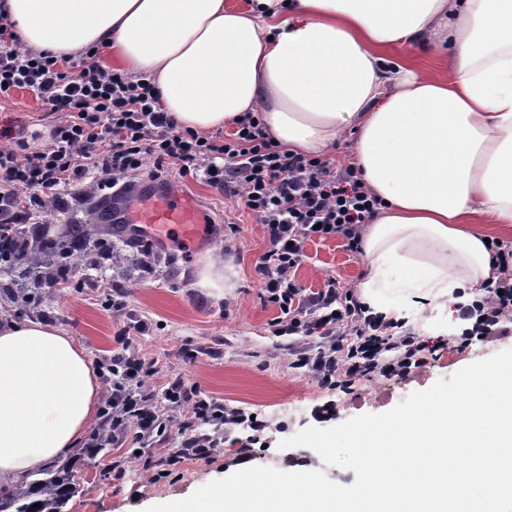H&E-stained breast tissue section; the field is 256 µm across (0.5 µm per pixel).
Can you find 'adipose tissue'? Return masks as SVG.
Segmentation results:
<instances>
[{"label":"adipose tissue","mask_w":512,"mask_h":512,"mask_svg":"<svg viewBox=\"0 0 512 512\" xmlns=\"http://www.w3.org/2000/svg\"><path fill=\"white\" fill-rule=\"evenodd\" d=\"M21 44L101 46L148 76L198 131L259 114L281 149L335 151L382 200L363 235L361 297L398 319V295L448 309L494 270L487 225L512 228V0H7ZM441 59L423 70L397 47ZM99 381L64 330L0 317V482L64 456Z\"/></svg>","instance_id":"1"}]
</instances>
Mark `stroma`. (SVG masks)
Listing matches in <instances>:
<instances>
[{"label": "stroma", "instance_id": "stroma-1", "mask_svg": "<svg viewBox=\"0 0 512 512\" xmlns=\"http://www.w3.org/2000/svg\"><path fill=\"white\" fill-rule=\"evenodd\" d=\"M54 122V116L30 92L18 91L13 98L0 100V146L9 145V130L24 125L44 133ZM172 185L206 210L209 222L203 227V244L189 246L174 237L154 246L152 253L135 254L129 264L101 270L78 268L76 274L86 277L87 286L56 290L48 301V323L75 336L91 360L111 357L119 319L105 302L110 289H121L133 317L149 325L148 332L135 337L134 345L155 361L159 370L155 386H162L170 375L185 374L216 400L262 414L271 427L264 433L263 444L250 448L244 445L248 430L236 429L223 455L210 462H186L177 474L156 483L134 463L126 464L123 476H114L112 462L120 457L119 449L97 453L76 448L64 464L82 480L65 512H145L149 506L186 498L205 484L230 476L245 462L281 471L295 465L321 469L334 483L352 485L354 471L324 466L313 450L286 448L283 440L308 426L329 428L361 414L386 412L412 392L429 389L473 362L512 348V335L462 350L448 347L439 360L410 380L362 381L353 394H328L290 368L284 338L271 333L270 322L277 311L264 306L254 271L264 251L261 225L245 211L241 200L224 197L204 183L176 178ZM85 189L84 198L70 199L66 207L41 214L40 231L94 223L95 206L103 197L93 183H86ZM228 222L238 226L229 240L224 237ZM210 252L224 263L220 288L198 284L199 269ZM331 276L343 285L358 287L364 277L362 257L351 256L337 240L309 243L297 271L298 283L315 291ZM188 347L198 351L192 365L183 361ZM330 400L336 403L334 416L318 419L316 407Z\"/></svg>", "mask_w": 512, "mask_h": 512}]
</instances>
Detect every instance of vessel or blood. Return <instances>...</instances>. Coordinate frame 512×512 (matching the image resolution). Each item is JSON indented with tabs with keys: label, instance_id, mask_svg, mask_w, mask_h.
<instances>
[{
	"label": "vessel or blood",
	"instance_id": "1",
	"mask_svg": "<svg viewBox=\"0 0 512 512\" xmlns=\"http://www.w3.org/2000/svg\"><path fill=\"white\" fill-rule=\"evenodd\" d=\"M103 220L139 225L145 235H154L166 224L179 225L188 237H196L201 215L195 204L167 183L146 178L114 194Z\"/></svg>",
	"mask_w": 512,
	"mask_h": 512
}]
</instances>
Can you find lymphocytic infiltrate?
<instances>
[{
  "label": "lymphocytic infiltrate",
  "mask_w": 512,
  "mask_h": 512,
  "mask_svg": "<svg viewBox=\"0 0 512 512\" xmlns=\"http://www.w3.org/2000/svg\"><path fill=\"white\" fill-rule=\"evenodd\" d=\"M18 89L28 90L62 120L39 148L31 147L21 129L12 146L0 150L1 224H25L47 207L63 206L65 191L91 176L105 189L145 170L155 178L174 173L241 197L264 232L265 250L255 272L263 302L278 310L272 333L289 337V354L321 389L350 394L363 380H406L445 346L491 343L512 333V248L496 240L488 247L494 279L482 295L455 303L456 317L466 326L444 340L418 336L402 319L368 315L356 291L336 278L306 291L296 271L308 243L338 239L352 255L362 252L364 229L381 202L358 171L337 167L328 156L281 150L250 112L225 135L181 126L162 109L150 79L105 69L98 47L76 59L20 48L0 5V98ZM146 330L145 322H124L115 336L119 351L99 365L112 385L91 447L131 445L146 477L155 481L161 466L223 452L235 427L257 434L268 428V421L204 396L183 374L169 377L163 389L152 387L156 368L133 344ZM167 407L188 417L178 427L179 447L159 462L147 450L169 427Z\"/></svg>",
  "instance_id": "1"
}]
</instances>
